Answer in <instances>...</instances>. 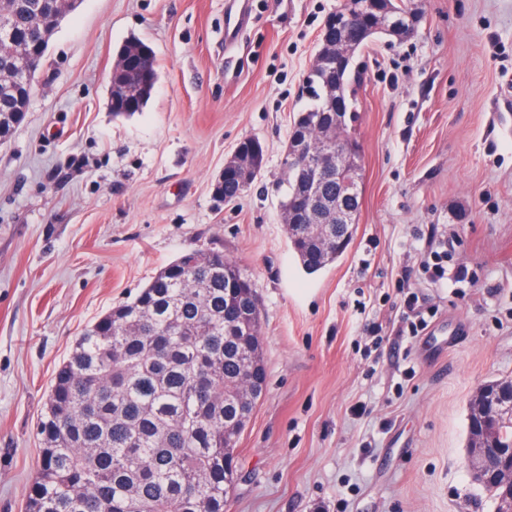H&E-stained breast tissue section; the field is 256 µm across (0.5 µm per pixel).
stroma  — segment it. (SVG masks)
Masks as SVG:
<instances>
[{
  "label": "stroma",
  "instance_id": "1",
  "mask_svg": "<svg viewBox=\"0 0 512 512\" xmlns=\"http://www.w3.org/2000/svg\"><path fill=\"white\" fill-rule=\"evenodd\" d=\"M341 0H81L0 145V512H24L38 426L76 339L191 251H222L260 303L266 388L226 512H495L467 464L469 403L512 380V0H419L416 34L356 52L353 240L307 273L281 223L303 79ZM152 47L142 112L113 117L117 48ZM265 165L225 205L238 142ZM451 242L432 282L430 233ZM428 327L402 331L400 284ZM232 0L230 10L226 19L227 40L233 42L239 35L247 13L248 4L246 0Z\"/></svg>",
  "mask_w": 512,
  "mask_h": 512
}]
</instances>
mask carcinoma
<instances>
[{"instance_id": "1", "label": "carcinoma", "mask_w": 512, "mask_h": 512, "mask_svg": "<svg viewBox=\"0 0 512 512\" xmlns=\"http://www.w3.org/2000/svg\"><path fill=\"white\" fill-rule=\"evenodd\" d=\"M58 0H0V113L24 80L19 47L49 45ZM112 84L142 86L136 104L112 99V115L146 107L158 80L133 67L111 72ZM305 114L318 142L336 131L339 147L360 174L361 145L347 113L324 98ZM286 203L301 208V187L288 166ZM246 191L233 177L219 193ZM338 224L336 180L321 182L319 217L305 209L288 238L302 266L316 272L335 262L353 239L360 199L345 203ZM255 299L251 281L218 251L190 252L163 268L130 302L98 319L58 368L40 421V467L25 512H224L242 432L261 398L266 367L260 318L251 331L242 309ZM492 443L512 448V416L489 420Z\"/></svg>"}]
</instances>
